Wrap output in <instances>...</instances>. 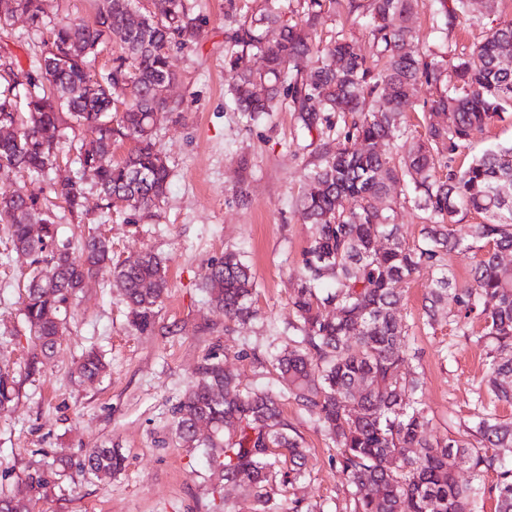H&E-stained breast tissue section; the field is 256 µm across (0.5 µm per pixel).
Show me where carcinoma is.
Segmentation results:
<instances>
[{
  "mask_svg": "<svg viewBox=\"0 0 512 512\" xmlns=\"http://www.w3.org/2000/svg\"><path fill=\"white\" fill-rule=\"evenodd\" d=\"M0 14V31L15 16L42 37L29 70L0 55V174L25 171L36 178L51 173L64 130L76 123L90 136L74 145L75 162L94 172L106 207L120 201L150 210L165 198L169 166L153 142L159 116L179 109L161 89L177 79L172 47L196 44L200 25L189 0H153V10L137 14L133 0H95L93 22L60 18L53 0H12ZM335 0H297L303 21L258 10L248 20L226 14L229 30L224 56L237 74L229 90L235 110L255 119L286 106L309 131L343 126L336 147L322 152L307 175L298 202L303 223L311 225L302 253L299 284L292 301L296 320L288 343L269 353L278 387L239 389L236 375L213 353L198 365V383L175 409L181 448H202L208 467L226 484L253 498L257 512H280L278 477L288 465V483L305 479L306 449L284 417L282 401L292 399L336 448V463L351 487L352 512H482L484 500L496 512H512V465L496 453L512 447V420L483 413L466 429L469 438L425 436L429 418L422 401L425 381L411 366L408 326L397 316L404 285L423 268L435 271L424 298L427 323L448 303L453 284L445 257L462 244L454 226L469 214V247L482 252L471 284L455 290L461 336L484 346L486 393L512 403V145L491 149L469 162L451 165L472 134L512 111V22L452 60L409 44L406 21L424 5L445 0H349L366 18L376 60L354 52L338 35L322 45L318 27ZM121 53L107 71L92 62L108 42ZM260 56L255 70L250 56ZM424 81L437 89L425 133L394 144L414 87ZM133 147L112 161V144ZM48 194L72 209L83 192L74 181L47 182ZM357 207L348 206L349 200ZM425 214L420 239L410 245L390 221L394 204ZM42 210L40 197L21 190L0 191V223L9 226L14 250L33 257L22 311L39 353L52 355L67 329L72 302L95 271L112 263V246L90 235L78 253L56 243L57 232L44 213L43 233L30 223ZM386 247L379 248L377 240ZM113 286L124 296L131 326L152 330L167 288V268L147 251L114 266ZM201 288L230 321L254 315L256 291L249 265L237 252L207 266ZM481 323V332L470 324ZM106 371L95 351L84 353L74 374L93 381ZM16 397L15 377L0 372V407ZM210 426L201 438L198 426ZM118 448H91L79 463L81 476L112 477L124 469ZM468 465L473 481L461 485L455 470ZM72 466L56 458L45 469L20 478L16 492L0 494V512H15V500L46 497L54 477ZM496 473L492 485L484 474Z\"/></svg>",
  "mask_w": 512,
  "mask_h": 512,
  "instance_id": "cac0c4a2",
  "label": "carcinoma"
}]
</instances>
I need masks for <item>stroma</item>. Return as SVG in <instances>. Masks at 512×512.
Returning a JSON list of instances; mask_svg holds the SVG:
<instances>
[{
	"label": "stroma",
	"instance_id": "1",
	"mask_svg": "<svg viewBox=\"0 0 512 512\" xmlns=\"http://www.w3.org/2000/svg\"><path fill=\"white\" fill-rule=\"evenodd\" d=\"M226 0H196L202 30L198 44L173 49L177 80L165 91L180 102L165 114L154 138L169 160L168 195L148 211L106 208L91 172L81 170L70 149L85 135L66 130L54 180L73 178L85 192L84 208L64 201L52 208L59 242L78 248L91 234L112 242L119 263L151 250L168 267V290L152 332L139 333L126 319L122 294L105 267L86 282L74 318L55 355L27 372L34 351L21 313L31 259L16 253L0 225V369L14 373L17 398L0 409V493L56 457L79 462L86 449L115 447L126 457L115 477L89 481L59 476L40 502V512H254L251 498L211 477L204 456L178 447L173 408L193 384L194 371L211 352L234 370L242 387L273 384L271 365L260 364L272 340H286L293 318L302 252L311 230L296 204L306 174L335 131H306L287 109L255 120L231 111L225 92L236 74L224 63ZM473 23L440 31L428 9L409 22L420 50L455 54L469 50L496 28L512 22V0H473ZM344 35L366 50L365 20L337 0L322 38ZM246 196H239L238 185ZM242 253L255 277L256 317L238 324L212 307L200 286L207 265L225 252ZM422 270L405 287L399 311L415 337V364L425 378L429 438L457 436L478 410L479 384L488 372L482 346L464 341L447 312L428 326L422 304L431 283ZM102 353L108 372L99 382L76 384L71 371L83 352ZM285 417L308 450L305 480L281 489L283 507L295 498L321 502L326 512H350L348 486L336 467V451L294 401Z\"/></svg>",
	"mask_w": 512,
	"mask_h": 512
}]
</instances>
